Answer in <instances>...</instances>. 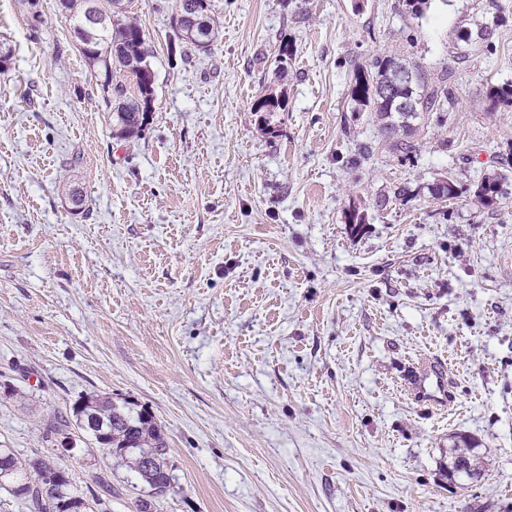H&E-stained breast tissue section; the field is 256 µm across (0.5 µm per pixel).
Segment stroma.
<instances>
[{
  "label": "stroma",
  "instance_id": "stroma-1",
  "mask_svg": "<svg viewBox=\"0 0 512 512\" xmlns=\"http://www.w3.org/2000/svg\"><path fill=\"white\" fill-rule=\"evenodd\" d=\"M210 6L216 39L188 57L174 0H131L154 102L124 140L58 0L35 27L0 0V448L33 457L48 417L98 394L154 416L176 478L149 498L78 443L63 463L85 493L109 476L107 512H512V107L489 98L512 82V0ZM375 55L454 94L411 156L350 98ZM444 171L457 200L426 189ZM423 357L447 362L452 411L401 393ZM460 435L469 485L448 479ZM502 194V176L493 172L483 176L474 190L476 202L482 206L494 205ZM460 438L457 444H454V447L450 449V459L452 460H460L465 461L470 464L472 468L479 474V477L474 476L473 478H469L471 483L477 482L484 475L482 469L477 465V455L475 449L478 448V445L475 443L474 439L467 436H457Z\"/></svg>",
  "mask_w": 512,
  "mask_h": 512
}]
</instances>
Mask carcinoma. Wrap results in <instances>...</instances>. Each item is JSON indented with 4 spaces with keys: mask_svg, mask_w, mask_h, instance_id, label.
<instances>
[{
    "mask_svg": "<svg viewBox=\"0 0 512 512\" xmlns=\"http://www.w3.org/2000/svg\"><path fill=\"white\" fill-rule=\"evenodd\" d=\"M124 0H59V10L69 23L76 45L85 62L96 74L104 76L103 88L112 95L114 135L130 139L141 134L147 114L152 111L154 73L150 50L139 24L125 17ZM95 5L100 20L87 23L89 4ZM209 0H176L174 28L187 48L208 51L214 42L215 28ZM133 77L137 94L129 96L123 85H112L113 69ZM413 75V81L395 79L397 70ZM350 97L357 106L375 114L381 135L390 139L393 151L404 156L416 145L411 136L415 121L431 115L441 117L455 105L448 85L426 81L422 69L395 56H375L365 64L353 65ZM428 191L435 200H456L462 194L456 180L448 177L443 184L432 182ZM502 194V176L496 172L483 176L474 190L476 202L494 205ZM73 417L53 415L43 431V450L32 459H23L12 448H0V488L24 503L29 512H53L52 505L68 501L87 507L86 498L73 481L69 470L57 462L55 441L70 427L89 434L96 444L136 473L156 498L174 491L173 465L168 456L167 440L154 417L146 412H132L109 397L88 396L72 406ZM474 439L467 436L450 449V459L464 461L478 473ZM98 491L93 503L104 505L112 496V484L98 477Z\"/></svg>",
    "mask_w": 512,
    "mask_h": 512,
    "instance_id": "1",
    "label": "carcinoma"
}]
</instances>
